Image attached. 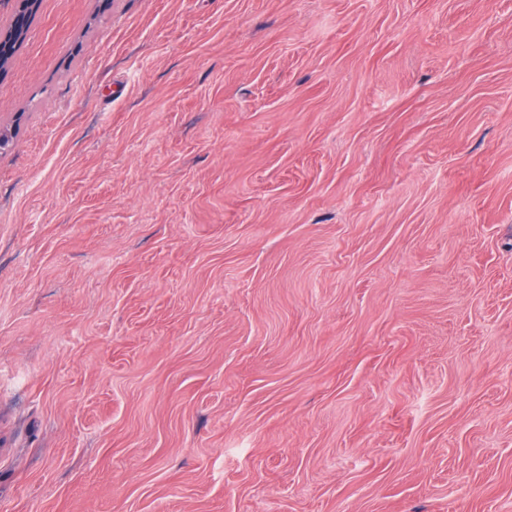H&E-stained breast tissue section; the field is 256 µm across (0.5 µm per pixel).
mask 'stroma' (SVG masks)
Wrapping results in <instances>:
<instances>
[{
  "label": "stroma",
  "instance_id": "stroma-1",
  "mask_svg": "<svg viewBox=\"0 0 512 512\" xmlns=\"http://www.w3.org/2000/svg\"><path fill=\"white\" fill-rule=\"evenodd\" d=\"M6 125L0 512H512V0H39Z\"/></svg>",
  "mask_w": 512,
  "mask_h": 512
}]
</instances>
